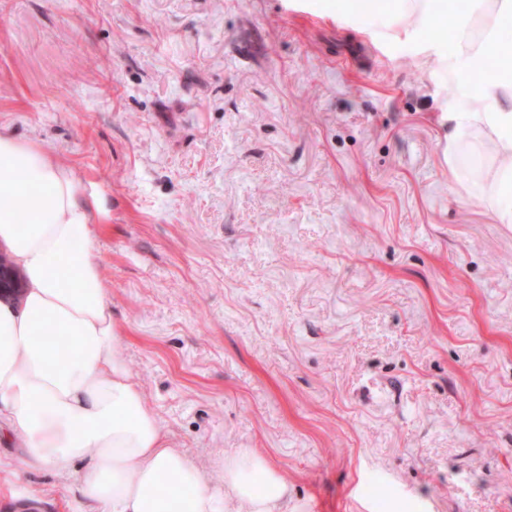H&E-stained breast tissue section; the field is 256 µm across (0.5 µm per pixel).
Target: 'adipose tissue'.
<instances>
[{
    "mask_svg": "<svg viewBox=\"0 0 512 512\" xmlns=\"http://www.w3.org/2000/svg\"><path fill=\"white\" fill-rule=\"evenodd\" d=\"M469 2L463 11L456 0H397L396 12L406 35L451 30L462 67L490 61L479 84H455L466 106L448 115V161L489 149L486 200L512 224V55L500 51L512 0ZM107 217L74 169L0 129V251L22 278L19 299L0 301V433L19 439L25 469L82 461L75 482L96 512H280L288 484L258 450L218 460V486L171 447L119 356L93 237Z\"/></svg>",
    "mask_w": 512,
    "mask_h": 512,
    "instance_id": "obj_1",
    "label": "adipose tissue"
}]
</instances>
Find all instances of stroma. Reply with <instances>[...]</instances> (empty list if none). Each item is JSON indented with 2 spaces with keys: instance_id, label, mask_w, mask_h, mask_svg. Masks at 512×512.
<instances>
[{
  "instance_id": "35a3bbf8",
  "label": "stroma",
  "mask_w": 512,
  "mask_h": 512,
  "mask_svg": "<svg viewBox=\"0 0 512 512\" xmlns=\"http://www.w3.org/2000/svg\"><path fill=\"white\" fill-rule=\"evenodd\" d=\"M341 0H0V127L99 191L120 355L284 512H512V224L448 167L452 45ZM0 512H80L11 469Z\"/></svg>"
}]
</instances>
